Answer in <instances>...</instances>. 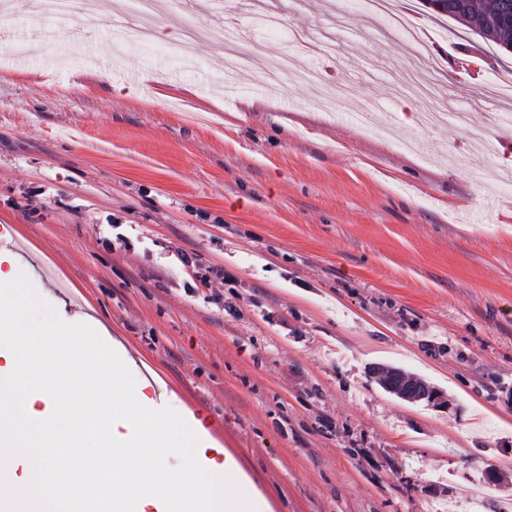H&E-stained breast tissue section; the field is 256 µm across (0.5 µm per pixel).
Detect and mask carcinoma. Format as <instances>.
Returning a JSON list of instances; mask_svg holds the SVG:
<instances>
[{
	"instance_id": "cac0c4a2",
	"label": "carcinoma",
	"mask_w": 512,
	"mask_h": 512,
	"mask_svg": "<svg viewBox=\"0 0 512 512\" xmlns=\"http://www.w3.org/2000/svg\"><path fill=\"white\" fill-rule=\"evenodd\" d=\"M437 14L464 23L474 20L479 34L499 47L512 51V0H425ZM378 382L389 393L412 400L430 391L413 375L398 368L378 369Z\"/></svg>"
}]
</instances>
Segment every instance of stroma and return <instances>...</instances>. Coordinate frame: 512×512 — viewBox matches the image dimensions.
Masks as SVG:
<instances>
[{"mask_svg": "<svg viewBox=\"0 0 512 512\" xmlns=\"http://www.w3.org/2000/svg\"><path fill=\"white\" fill-rule=\"evenodd\" d=\"M89 1L106 67L72 39ZM71 2L63 28L0 0V241L38 294L154 371L264 512H512V53L397 0L443 63L426 98L354 0H156L152 41ZM229 28L261 62L230 80ZM378 382L389 393L405 400H413L419 397L420 393L429 392L428 400L434 392L416 379L412 374H408L394 367H380L378 369ZM417 392V393H416Z\"/></svg>", "mask_w": 512, "mask_h": 512, "instance_id": "1", "label": "stroma"}]
</instances>
